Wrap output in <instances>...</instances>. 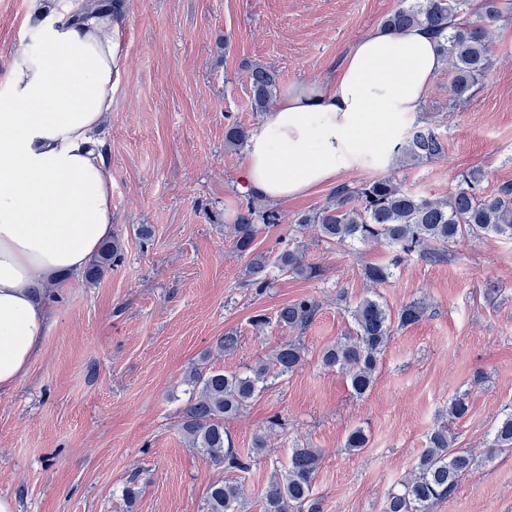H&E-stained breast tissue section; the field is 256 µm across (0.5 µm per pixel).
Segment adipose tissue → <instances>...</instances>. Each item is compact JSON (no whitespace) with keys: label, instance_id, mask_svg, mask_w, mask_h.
<instances>
[{"label":"adipose tissue","instance_id":"ef3b65f1","mask_svg":"<svg viewBox=\"0 0 512 512\" xmlns=\"http://www.w3.org/2000/svg\"><path fill=\"white\" fill-rule=\"evenodd\" d=\"M72 0L40 17L36 47L0 79V390L38 357L45 284L78 275L112 236V171L101 128L119 82L123 19ZM445 60L423 27L359 38L327 81L291 83L252 129L245 189L276 203L364 167L393 166Z\"/></svg>","mask_w":512,"mask_h":512}]
</instances>
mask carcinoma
I'll return each mask as SVG.
<instances>
[{
	"mask_svg": "<svg viewBox=\"0 0 512 512\" xmlns=\"http://www.w3.org/2000/svg\"><path fill=\"white\" fill-rule=\"evenodd\" d=\"M505 0H411L391 13L383 27L396 33L415 26H425L437 38V49L448 65L449 89L462 98L489 71L493 56L490 37L492 24L503 14ZM278 74L262 65L249 66V93L255 112H267L278 90ZM250 130L231 125L224 141L243 146ZM443 151L434 132L408 131L401 155L409 162L425 163ZM483 174L469 172L446 198H427L411 192L396 179L383 176L360 184L341 185L328 201L312 213L294 220L293 231L300 233L313 225L326 242L385 241L396 252L394 264L414 254L428 261L445 259V248L466 237H502L512 240V184L496 192L481 191ZM266 224L280 223L272 210L257 214L255 198H248L232 226L233 247L249 258L248 286L262 294L269 288L268 270L277 267L297 277L320 276L317 267L305 260L303 246H286L276 254L255 251L259 232L255 217ZM122 249L116 237L103 244L98 256L86 268L84 279L98 283L121 260ZM393 275L388 266H367L364 278L373 286L386 283ZM320 311V304L303 297L280 307L275 323L299 332L308 328ZM353 322L349 335L325 348L321 364L344 373L352 392L362 397L373 387L381 356L392 337V321L404 328L418 322L424 308L418 302L400 307L397 314L376 298L365 297L348 310ZM306 348L297 338L285 340L271 356L250 366L244 373L226 372L201 361L185 375L184 383L192 388L189 401L182 409L180 430L190 447L206 454L218 466L241 474L248 473L266 448V436L253 439L252 450L237 448L224 429V420L242 413L251 400L268 386L269 378L296 371L305 361ZM369 438L359 427L346 437L345 447L359 451ZM493 446L512 449V414L500 420L494 431ZM321 455L315 448L291 449L288 465L275 471L264 501V512H323L314 497V483ZM475 465L473 456L455 447V438L445 425L437 426L427 436V446L419 456L414 477L391 489L383 502L382 512H431L432 507L454 493L459 480ZM207 512H243V488L239 483L213 482L206 491Z\"/></svg>",
	"mask_w": 512,
	"mask_h": 512,
	"instance_id": "cac0c4a2",
	"label": "carcinoma"
}]
</instances>
